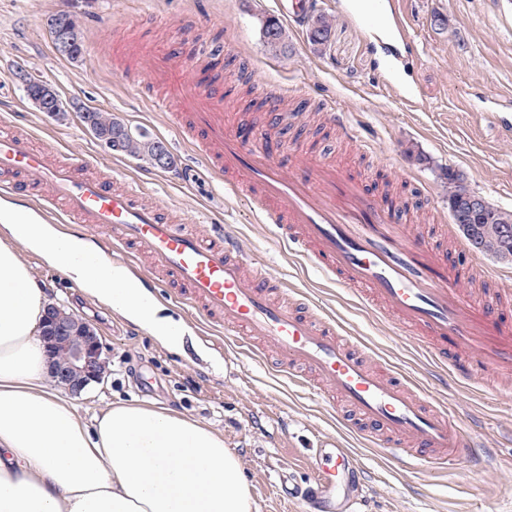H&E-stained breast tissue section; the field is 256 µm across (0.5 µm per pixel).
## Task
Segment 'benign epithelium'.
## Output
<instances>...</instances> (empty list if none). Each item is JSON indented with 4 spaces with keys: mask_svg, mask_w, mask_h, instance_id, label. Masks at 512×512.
<instances>
[{
    "mask_svg": "<svg viewBox=\"0 0 512 512\" xmlns=\"http://www.w3.org/2000/svg\"><path fill=\"white\" fill-rule=\"evenodd\" d=\"M32 103L41 112L62 111V101L49 90L32 98ZM42 339L49 359L48 374L55 385L77 395L104 382L102 367L109 357L91 325L77 328L72 314L51 304L44 312Z\"/></svg>",
    "mask_w": 512,
    "mask_h": 512,
    "instance_id": "7a95c632",
    "label": "benign epithelium"
}]
</instances>
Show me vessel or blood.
<instances>
[{"label": "vessel or blood", "mask_w": 512, "mask_h": 512, "mask_svg": "<svg viewBox=\"0 0 512 512\" xmlns=\"http://www.w3.org/2000/svg\"><path fill=\"white\" fill-rule=\"evenodd\" d=\"M372 4L391 28L379 48L395 59L409 35L390 0ZM149 57L142 93L206 169L223 177L227 193L252 204L291 251L378 310L397 335L421 341L449 365L456 383L512 376V311L495 298L475 303L464 288V269L414 235L389 196L313 156L284 171L278 141L242 132L225 117L228 89L218 74L192 73L173 46L150 47ZM259 96L267 126H282L285 88L268 83ZM32 141L25 131L0 132V176L11 178L15 194L40 196L46 211L115 249L148 257L154 275L144 287L164 278L182 300L245 346L258 340L275 349L289 380L314 381L315 393L352 407L359 431L381 441L392 458L409 466L483 463L481 444L423 390L363 354L334 317L316 311L305 297L283 298V278L255 265L234 233H200L174 223L163 209L142 202L137 184L115 188L110 175L87 176L84 163L73 157L50 163ZM314 470L317 478L308 488L288 485L305 512H360L364 471L353 449L323 442Z\"/></svg>", "instance_id": "obj_1"}]
</instances>
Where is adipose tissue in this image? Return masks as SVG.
Here are the masks:
<instances>
[{"instance_id":"ef3b65f1","label":"adipose tissue","mask_w":512,"mask_h":512,"mask_svg":"<svg viewBox=\"0 0 512 512\" xmlns=\"http://www.w3.org/2000/svg\"><path fill=\"white\" fill-rule=\"evenodd\" d=\"M0 512H253L243 463L192 417L110 403L92 421L51 386L40 324L48 297L16 247L42 252L84 292L149 327L172 347L179 322L93 246L0 200Z\"/></svg>"}]
</instances>
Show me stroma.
Returning a JSON list of instances; mask_svg holds the SVG:
<instances>
[{
  "label": "stroma",
  "instance_id": "stroma-1",
  "mask_svg": "<svg viewBox=\"0 0 512 512\" xmlns=\"http://www.w3.org/2000/svg\"><path fill=\"white\" fill-rule=\"evenodd\" d=\"M394 2L410 34L402 76L420 91L413 103L392 91L351 0H313V13L331 22L328 43L314 47L307 25L287 23L289 49L279 57L265 50L261 28L265 18L280 17L281 0H0V121L27 130L55 155L86 160L89 173L138 183L143 200L162 205L170 219L229 227L290 290L334 315L373 356L427 386L429 356L398 342L385 318L289 252L248 202L226 194L223 181L140 92L147 66L142 48L166 42L179 46L195 71L219 69L234 87L241 76L255 89L265 80L284 85L294 105L283 139L300 136L348 167L367 163L372 176L391 187L416 232L470 269L466 290L475 301L492 292L512 301V263L473 250L459 231L443 232L450 223L451 171L493 206L512 211V0ZM59 12L81 19L85 53L79 60L67 59L52 42L47 19ZM124 27L131 42L116 57L112 42ZM21 70L50 83L68 107L102 109L132 131L162 140L173 168L109 151L69 110L37 111L17 76ZM323 102L346 114L371 153L359 156L354 142L320 111ZM230 103L243 124H262L264 110L236 87ZM19 254L55 302L90 323L106 345L110 372L79 395L80 414L88 419L110 402L136 399L210 425L240 456L254 512H303L301 503L280 500L279 476L286 472L295 483H308L311 450L326 439L354 449L365 472V512H512V379L470 390L450 387L441 396L458 424L487 444L488 467L458 461L447 469L402 468L345 426L326 396L293 385L234 337L212 335L194 309L170 297L167 285L156 288L154 298L186 328L177 351L83 292L39 254L24 248Z\"/></svg>",
  "mask_w": 512,
  "mask_h": 512
}]
</instances>
